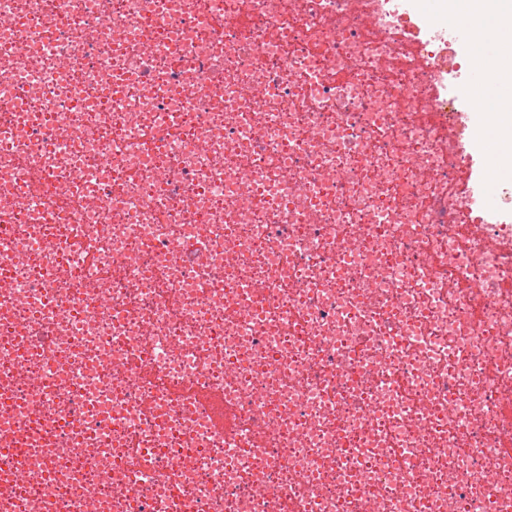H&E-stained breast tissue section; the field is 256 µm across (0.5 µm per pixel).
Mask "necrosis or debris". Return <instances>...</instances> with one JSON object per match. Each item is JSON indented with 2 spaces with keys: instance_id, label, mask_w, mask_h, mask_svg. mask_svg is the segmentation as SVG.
Returning <instances> with one entry per match:
<instances>
[{
  "instance_id": "necrosis-or-debris-1",
  "label": "necrosis or debris",
  "mask_w": 512,
  "mask_h": 512,
  "mask_svg": "<svg viewBox=\"0 0 512 512\" xmlns=\"http://www.w3.org/2000/svg\"><path fill=\"white\" fill-rule=\"evenodd\" d=\"M471 48L417 0H0V512H512Z\"/></svg>"
}]
</instances>
